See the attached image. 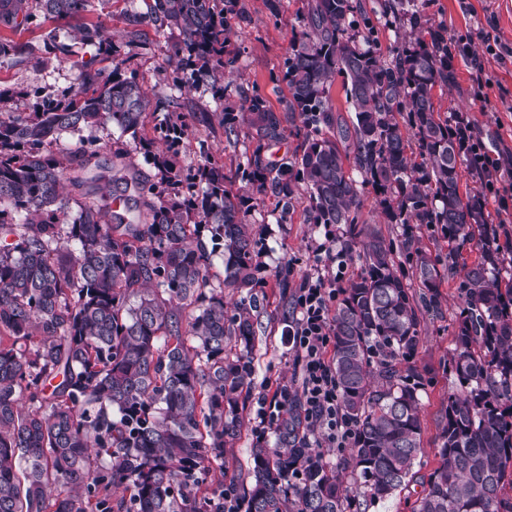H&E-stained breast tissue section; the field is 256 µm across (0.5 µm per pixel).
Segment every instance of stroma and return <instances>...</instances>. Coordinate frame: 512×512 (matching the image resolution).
Masks as SVG:
<instances>
[{
    "label": "stroma",
    "instance_id": "stroma-1",
    "mask_svg": "<svg viewBox=\"0 0 512 512\" xmlns=\"http://www.w3.org/2000/svg\"><path fill=\"white\" fill-rule=\"evenodd\" d=\"M308 0H282L280 17H272L265 0H238L234 10L224 13L230 40L224 55L233 59L224 71V84L212 85L210 78L185 79L171 58L179 46L178 31L151 23L131 27L133 14L146 12L145 0H91L85 21L100 25L112 40V56L121 61L122 76H136L148 88L153 102L166 112H202L205 123H191L176 158L178 167L196 165L212 155L224 163L226 186L241 192L245 183L239 172L247 155L255 148L247 135L227 137L220 122L223 111L239 110L243 97L258 93L274 111H284L289 97L279 76L288 55L293 31L307 12ZM426 18L445 23L452 48L453 82L435 90L437 110L466 117L475 127L483 147L492 157L512 156V56L498 58L485 51V38L500 39L512 47V0H425ZM50 23L28 24L11 29L0 25V37L26 49L24 55L0 58V90L13 94L40 92L61 96L78 87L72 63L90 60L95 50L82 40H69L70 58L58 60L49 53L45 36ZM467 39L471 49L462 51L458 43ZM486 87H478V80ZM305 197H297L293 209L283 212L279 199L270 193L259 197L248 220L258 232L260 259L268 272L258 290L260 309L254 352L255 388L247 409L246 425L232 448L226 449L227 477L239 475L238 465L246 461V451L254 437L253 427L262 404L270 402L267 382L292 385L295 379L293 354L288 349V324L292 306L283 303L273 277L281 266H289L292 282H300L316 270L313 250L319 239L309 222ZM457 279H446L441 288L439 315H425L415 365L426 378L422 400V452L414 466L410 483L386 503L387 512H410L424 477L437 466L440 420L448 403L451 374L448 363L454 349L456 313L460 305Z\"/></svg>",
    "mask_w": 512,
    "mask_h": 512
}]
</instances>
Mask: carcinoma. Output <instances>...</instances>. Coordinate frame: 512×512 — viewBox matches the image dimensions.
Here are the masks:
<instances>
[{"label": "carcinoma", "instance_id": "obj_1", "mask_svg": "<svg viewBox=\"0 0 512 512\" xmlns=\"http://www.w3.org/2000/svg\"><path fill=\"white\" fill-rule=\"evenodd\" d=\"M221 0H152L133 25L182 35L177 66L224 80ZM374 14L396 28L391 61L374 51L377 28L355 0H309L282 81L284 112L260 94L221 117L226 135L247 129L258 142L246 158L245 194L226 189L224 164L196 168L173 157L196 112H149L135 78L77 62L78 89L29 112L0 111V512H224V489L244 512H369L414 477L421 453L422 374L401 367L416 356L422 313H440L445 275L460 273L451 372L459 390L442 413L439 464L422 482L412 512H512V257L489 222L487 199L463 175L466 163L434 89L448 85V30L421 36L419 0H376ZM90 0H0V21L40 15L74 25L97 55L112 59L99 28L82 22ZM408 31L401 32V29ZM344 79L351 123L335 116L330 87ZM153 118L165 149L156 170L116 177L98 161L96 133L110 126L137 138ZM303 135L294 157L270 161L263 148L288 126ZM78 133L83 200L70 205L64 182L72 158L51 146ZM118 185L95 196L97 184ZM310 223L342 230L363 271L334 314L333 365L356 434L337 463L304 441L306 421L292 396L255 436L249 483L224 473V450L241 434L254 385L262 284L257 231L248 202L268 191L288 207L298 185ZM371 188L390 238L363 219ZM435 245L421 244L422 231ZM224 272L213 283L214 252ZM476 243V255L466 246ZM239 295L233 307L224 289ZM380 347L375 355L373 346Z\"/></svg>", "mask_w": 512, "mask_h": 512}]
</instances>
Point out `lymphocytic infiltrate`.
<instances>
[{
	"instance_id": "f902f5d3",
	"label": "lymphocytic infiltrate",
	"mask_w": 512,
	"mask_h": 512,
	"mask_svg": "<svg viewBox=\"0 0 512 512\" xmlns=\"http://www.w3.org/2000/svg\"><path fill=\"white\" fill-rule=\"evenodd\" d=\"M465 149L473 164L483 169L488 179L485 188L495 194L500 210L512 207V171L503 172L499 159L483 150L476 136L464 137ZM350 253L339 245L335 228L323 229V240L316 248V261L323 272L306 276L294 292L296 317L288 327V344L295 353L299 384L296 388L309 428V442L314 448H333L344 453L350 448L355 425L341 406L333 366L332 323L336 303L347 281Z\"/></svg>"
}]
</instances>
